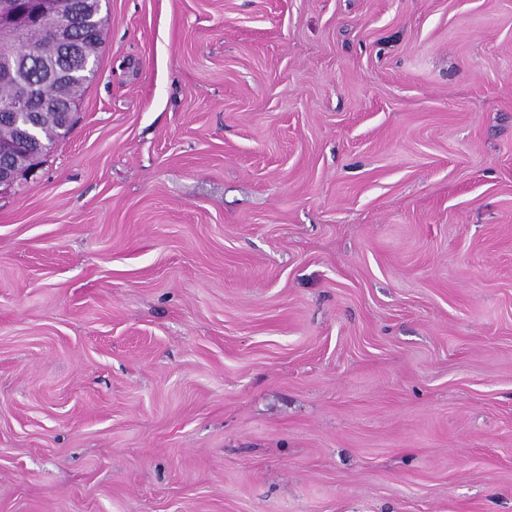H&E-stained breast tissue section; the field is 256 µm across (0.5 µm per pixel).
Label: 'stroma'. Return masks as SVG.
<instances>
[{
    "label": "stroma",
    "mask_w": 512,
    "mask_h": 512,
    "mask_svg": "<svg viewBox=\"0 0 512 512\" xmlns=\"http://www.w3.org/2000/svg\"><path fill=\"white\" fill-rule=\"evenodd\" d=\"M0 194V512H512V0H107ZM43 106L53 110L54 112H58L62 122H70L65 126L62 125L58 121L54 112H41V114L36 113L34 115L35 123L38 126V141L36 142V146L33 148V152L31 154H38L37 159L47 152L56 140L64 137L68 133L71 127L72 120H70V118L72 116L74 104L67 101L47 103ZM38 146H41L44 150L39 151L37 148Z\"/></svg>",
    "instance_id": "1"
}]
</instances>
